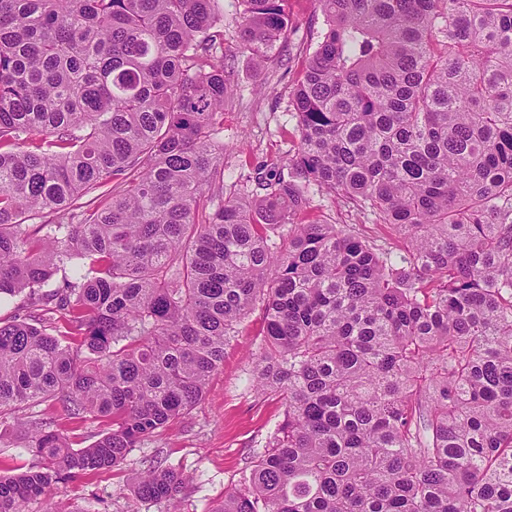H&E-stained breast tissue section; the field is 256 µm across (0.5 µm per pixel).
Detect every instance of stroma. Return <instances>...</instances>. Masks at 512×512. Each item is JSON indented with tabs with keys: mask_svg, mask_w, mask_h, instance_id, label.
<instances>
[{
	"mask_svg": "<svg viewBox=\"0 0 512 512\" xmlns=\"http://www.w3.org/2000/svg\"><path fill=\"white\" fill-rule=\"evenodd\" d=\"M214 9L224 34L225 78L233 88L224 107V127L216 135L224 145V193L230 196L258 167L280 165L293 156L298 130L291 94L304 76L324 24L315 0H290L288 39L260 67L240 47L238 0H215ZM309 196L311 206L297 215V222L341 224L376 244L401 245V238L387 225L374 223L320 188L310 187ZM262 327L263 310L257 306L241 323L235 340L225 346L224 364L212 376L204 398L134 449L121 469L78 476L60 485L54 498L57 512H215L225 489L237 485L246 463L261 451L282 418L280 401L252 390L248 381ZM24 414L53 420L75 448L90 445L100 431L95 422L70 419L54 401L25 409ZM151 457L192 475L177 508L165 502L148 505L131 493L132 478ZM33 461L17 437L12 417H0V469L19 473Z\"/></svg>",
	"mask_w": 512,
	"mask_h": 512,
	"instance_id": "1",
	"label": "stroma"
}]
</instances>
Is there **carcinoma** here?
I'll return each instance as SVG.
<instances>
[{"instance_id":"carcinoma-1","label":"carcinoma","mask_w":512,"mask_h":512,"mask_svg":"<svg viewBox=\"0 0 512 512\" xmlns=\"http://www.w3.org/2000/svg\"><path fill=\"white\" fill-rule=\"evenodd\" d=\"M214 2L0 0V299L29 309L0 322V414L100 425L76 449L29 422L0 512L121 468L258 304L252 383L283 419L219 512H512V0H316L297 152L259 204L220 185ZM240 2L261 66L288 0ZM311 184L404 248L294 223ZM188 482L152 461L134 494ZM24 417L49 418L54 421L55 427L69 441L73 448H84L97 439L100 428L96 422H78L70 419L63 407L55 402L48 401L30 407L20 412Z\"/></svg>"}]
</instances>
